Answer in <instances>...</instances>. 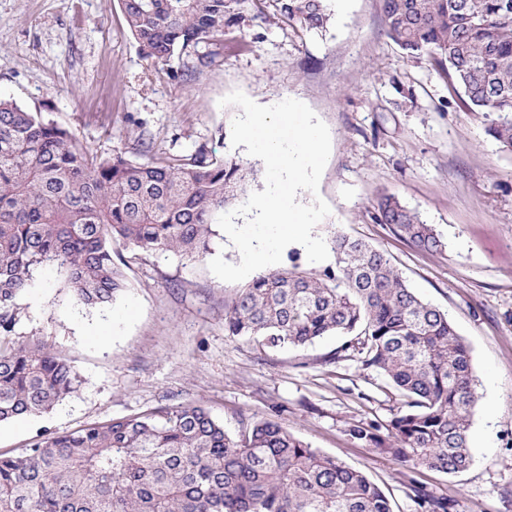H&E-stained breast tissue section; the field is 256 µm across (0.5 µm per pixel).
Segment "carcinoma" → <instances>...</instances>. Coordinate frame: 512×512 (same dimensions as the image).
Wrapping results in <instances>:
<instances>
[{
	"label": "carcinoma",
	"instance_id": "cac0c4a2",
	"mask_svg": "<svg viewBox=\"0 0 512 512\" xmlns=\"http://www.w3.org/2000/svg\"><path fill=\"white\" fill-rule=\"evenodd\" d=\"M142 53L165 66L206 65L227 28L267 21L258 0H120ZM274 16L304 32L325 30L331 0H272ZM387 35L410 58L447 72L486 134L512 152V0H382ZM254 171L199 152L188 160L99 159L70 133L0 99V422L51 410L80 375L63 356L14 340L16 297L46 265L66 273L78 303L99 306L127 287L115 247L209 250L213 217L245 195ZM373 219L415 247L440 252L431 224L394 195ZM334 266L294 264L242 289L224 333L269 348L344 337L405 405L384 424L350 427L351 440L406 468L418 512H451L410 478L419 468L458 474L471 464L478 402L470 346L448 313L421 300L386 255L335 232ZM0 512H392L365 473L311 449L263 419L236 438L199 405L177 404L40 435L0 453Z\"/></svg>",
	"mask_w": 512,
	"mask_h": 512
}]
</instances>
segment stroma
Instances as JSON below:
<instances>
[{"instance_id":"obj_1","label":"stroma","mask_w":512,"mask_h":512,"mask_svg":"<svg viewBox=\"0 0 512 512\" xmlns=\"http://www.w3.org/2000/svg\"><path fill=\"white\" fill-rule=\"evenodd\" d=\"M322 32L269 20L231 27L206 67L160 68L130 34L119 0H0V97L68 130L94 155L139 163L259 158L231 144L239 90L261 105L293 98L331 136L318 194L331 213L316 236L337 230L383 252L422 299L447 311L473 356L480 396L470 429L473 461L450 475L416 471L453 512H512V153L485 132L482 113L427 58L409 59L385 34L381 0H332ZM433 225L446 248L428 253L375 223L380 193ZM240 253L213 227L205 257L122 252L128 286L100 307L77 303L63 270L38 271L15 300L13 335L65 356L81 377L51 411L0 424V452L32 439L160 406L205 407L238 435L273 418L311 448L364 471L393 512H417L391 457L353 442L350 426L387 423L404 398L359 355L336 357L327 336L267 348L224 333L241 283L217 278L216 256Z\"/></svg>"}]
</instances>
